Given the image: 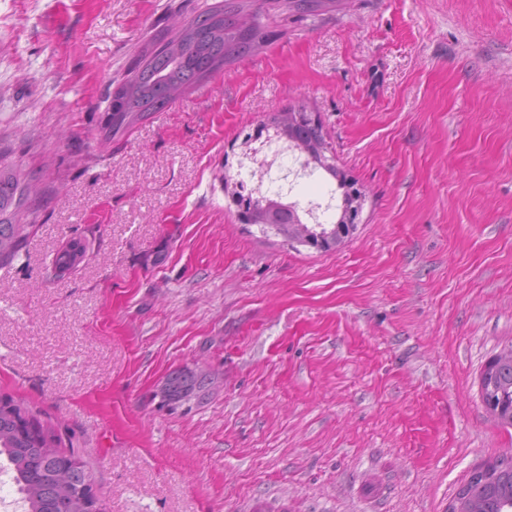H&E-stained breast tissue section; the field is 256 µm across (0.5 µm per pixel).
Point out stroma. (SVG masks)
Segmentation results:
<instances>
[{
    "instance_id": "1",
    "label": "stroma",
    "mask_w": 512,
    "mask_h": 512,
    "mask_svg": "<svg viewBox=\"0 0 512 512\" xmlns=\"http://www.w3.org/2000/svg\"><path fill=\"white\" fill-rule=\"evenodd\" d=\"M206 2L0 0V172L32 227L0 266V395L79 450L102 512H448L512 454L479 393L512 345V0L269 11L262 50L112 136L113 89ZM299 105L363 193L329 252L233 202ZM305 159L277 191L335 224ZM181 370L206 387L161 408Z\"/></svg>"
}]
</instances>
